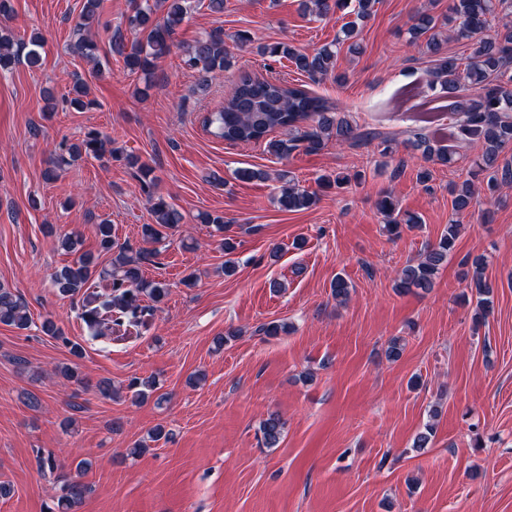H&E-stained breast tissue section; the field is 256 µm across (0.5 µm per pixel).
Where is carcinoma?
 <instances>
[{
	"mask_svg": "<svg viewBox=\"0 0 512 512\" xmlns=\"http://www.w3.org/2000/svg\"><path fill=\"white\" fill-rule=\"evenodd\" d=\"M378 0H303L304 10L318 17H327L338 10L352 9L355 20L346 23L336 35V41L312 51L296 48L286 42H275L262 47L263 55L273 59L288 60L295 70L304 73L313 82H319L333 74L336 56L341 46L357 36L360 22L371 17ZM101 0H84L77 30L82 31L99 20ZM166 9L162 19L155 16ZM188 0H134V13L129 18L133 31L131 41L119 35L112 39L111 51L124 57L130 72L149 75L158 60L169 55L174 45V35L187 14ZM408 42L416 44L425 40L427 50L435 56L434 65L426 71V86L432 96L425 97L416 121L421 128L413 131L407 146L421 152L425 163L419 171V181L431 178L428 164L451 165L456 161L455 152L431 144L425 130L448 127V139H470L481 144V152L469 160L471 175H485V200L490 206L496 193L505 185H512V160H501L504 148L512 144V0H451L448 17L440 18L427 10L417 12L414 22L407 29ZM464 42L470 53L461 61L441 52L448 40ZM18 52L12 33L0 27V71L7 68ZM233 55L224 40V31L214 29L203 33L182 57L186 68L208 80L215 70H225L231 65ZM414 96V88L400 86L382 103L388 110L401 101ZM206 129L216 138L228 143L264 142L266 151L286 159L294 151L302 149L316 153L326 142L355 146L361 141L379 139L382 154L393 153L392 140L382 132L372 129L360 131L341 116L338 104L303 88L278 78H264L242 72L234 83L224 103L207 113L203 119ZM68 156L60 155L45 171L49 180L57 177V169L63 165L92 158L105 157L123 160L135 170L143 187H152L151 168L140 157L124 153L112 146V140L97 130L87 132L79 144L66 148ZM455 212H460L476 201L474 184L466 179L450 187ZM153 222L141 226L143 241L157 244L166 239V231L175 229L183 222V215L161 196L149 195ZM319 201L317 193L300 188L293 183L281 189L275 203L283 212L308 210ZM386 231L393 238L400 237L403 228L418 224L417 217L404 212L390 193L378 201ZM461 224L452 220L433 244L426 245L421 257L407 264L401 272L396 288L407 291L412 288L426 292L433 287L441 267L455 247ZM99 251L113 253L110 267L98 269L97 257L90 251L78 248L80 239L74 233L59 235L60 247L75 254L71 263L51 274V282L58 292L66 296H81L80 315L96 340L109 335L112 324L125 318L131 326L142 323L144 308L140 297L147 296L160 303L167 296V284L149 280L144 276L143 265L159 255L157 249L134 250L115 240L113 225L106 219L96 224ZM475 270L469 283L471 294L476 298V311L486 319L493 309L492 286L482 280L485 258L474 261ZM111 280L107 292H88L97 287L96 280ZM0 324L19 331L31 328L33 320L22 297L0 285ZM41 331L61 340L72 356H83L84 348L71 341L50 317L41 323ZM158 389L153 377H134L126 390L135 401L146 400ZM284 422L276 415H269L260 425L261 442L267 448L279 444ZM86 462L75 464V475H64L62 494L56 507L50 512H72L87 492L80 480Z\"/></svg>",
	"mask_w": 512,
	"mask_h": 512,
	"instance_id": "carcinoma-1",
	"label": "carcinoma"
}]
</instances>
